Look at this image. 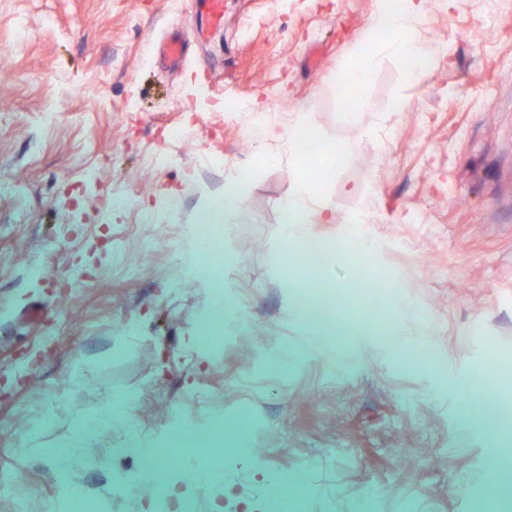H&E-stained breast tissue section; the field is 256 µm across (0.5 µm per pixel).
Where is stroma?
I'll use <instances>...</instances> for the list:
<instances>
[{
  "mask_svg": "<svg viewBox=\"0 0 512 512\" xmlns=\"http://www.w3.org/2000/svg\"><path fill=\"white\" fill-rule=\"evenodd\" d=\"M487 0H426L422 43L454 49L421 76L405 75L387 35L369 33L370 0H224L209 28L199 0H0V457L34 512H62L79 487L97 512H141L131 438L200 433L212 405L252 434L224 461L212 494L185 487L200 512H271L276 474L304 512H498L512 494V454L494 455L512 423L471 410L490 357L512 360V14L483 29ZM191 39L184 71L148 48L172 31ZM369 73L350 121L339 79ZM261 107L305 116L348 157L321 190L334 221L311 237L348 236L352 212L375 194L376 222L327 269L338 292L371 279L387 291L384 322L408 339L355 327L309 336L296 314L307 259L288 254L282 204L314 167L228 110ZM252 178L224 226L223 278L240 293L247 330L189 354L185 342L213 301L186 278L188 233L204 199L231 172ZM135 187L153 224L110 208ZM428 223L411 221L414 210ZM400 242L373 263L367 245ZM133 398L127 422L103 429L61 472L40 453L64 439L73 408L94 418L103 402ZM26 453L13 458L15 447ZM496 468L498 488H483ZM246 474L240 486L237 474ZM474 483L468 503L453 485Z\"/></svg>",
  "mask_w": 512,
  "mask_h": 512,
  "instance_id": "obj_1",
  "label": "stroma"
}]
</instances>
